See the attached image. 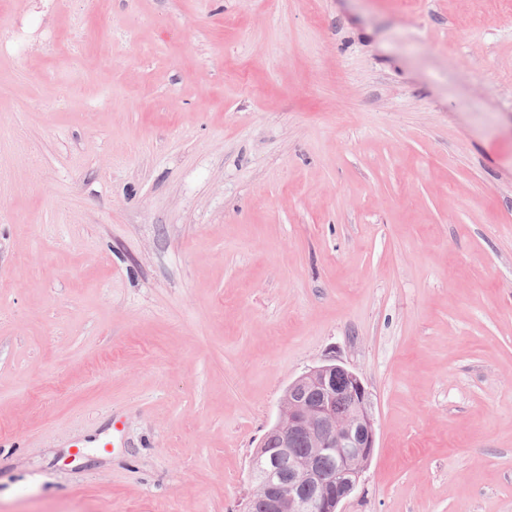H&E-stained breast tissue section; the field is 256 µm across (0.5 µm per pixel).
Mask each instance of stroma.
<instances>
[{"mask_svg":"<svg viewBox=\"0 0 512 512\" xmlns=\"http://www.w3.org/2000/svg\"><path fill=\"white\" fill-rule=\"evenodd\" d=\"M10 6L0 512H241L331 359L344 512H512V0Z\"/></svg>","mask_w":512,"mask_h":512,"instance_id":"obj_1","label":"stroma"}]
</instances>
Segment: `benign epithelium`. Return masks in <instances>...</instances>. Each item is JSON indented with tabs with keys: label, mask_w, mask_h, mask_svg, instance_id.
Masks as SVG:
<instances>
[{
	"label": "benign epithelium",
	"mask_w": 512,
	"mask_h": 512,
	"mask_svg": "<svg viewBox=\"0 0 512 512\" xmlns=\"http://www.w3.org/2000/svg\"><path fill=\"white\" fill-rule=\"evenodd\" d=\"M348 405L336 414V406ZM377 443L373 395L348 366L328 362L289 383L250 462L262 479L243 512H342Z\"/></svg>",
	"instance_id": "1"
}]
</instances>
